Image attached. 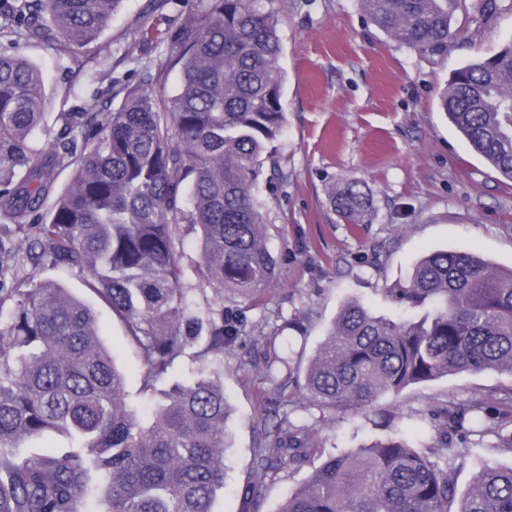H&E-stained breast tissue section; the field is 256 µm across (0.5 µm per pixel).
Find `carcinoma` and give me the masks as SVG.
<instances>
[{
  "label": "carcinoma",
  "instance_id": "1",
  "mask_svg": "<svg viewBox=\"0 0 512 512\" xmlns=\"http://www.w3.org/2000/svg\"><path fill=\"white\" fill-rule=\"evenodd\" d=\"M258 0H200L167 37L155 75L123 88L112 109L96 104L43 127L40 69L19 42L60 45L91 55L123 0H0V214L17 221L18 246L0 251V512H84L92 476L104 481L107 512H212L224 488L228 404L224 382L204 372L239 337L224 315V290L251 296L275 278L263 241L258 198L265 168L282 172L275 143L286 117L278 67L277 20ZM457 0H359L383 32L414 52L443 54ZM172 70L171 96L145 85ZM449 121L500 175L512 179V42L458 69L441 95ZM72 171L57 189L60 172ZM350 224L374 199L348 180L330 196ZM197 233V308L181 286L180 226ZM31 266L63 268L127 328L142 354L141 390L158 397L144 426L126 379L98 339L91 308ZM411 317L345 304L305 372L307 397L336 413L367 411L384 393L400 395L456 373H512V269L475 251L439 250L386 289ZM265 376L278 389L298 381L302 352L263 337ZM181 361L192 379L159 383ZM445 435L480 425L512 450V414L494 426L484 402L437 413ZM307 424L272 414L255 469L267 472L307 454ZM75 434L66 451L17 452L19 443ZM448 453L431 456L395 434L329 457L294 489L280 512H512V466L486 463L456 497Z\"/></svg>",
  "mask_w": 512,
  "mask_h": 512
}]
</instances>
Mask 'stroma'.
<instances>
[{
	"label": "stroma",
	"mask_w": 512,
	"mask_h": 512,
	"mask_svg": "<svg viewBox=\"0 0 512 512\" xmlns=\"http://www.w3.org/2000/svg\"><path fill=\"white\" fill-rule=\"evenodd\" d=\"M198 3L124 0L100 39L101 52L87 64L53 46H23L42 71L47 98L44 127L32 135L31 146L41 147L45 131H58L61 114L73 105L110 102L123 85L156 72L166 57L168 32ZM473 3L460 0L458 34L444 55L431 58L379 30L358 0H263L277 15L281 39L286 126L277 152L288 179L268 174L260 185L276 279L250 298L225 292V311L245 326L236 344L207 364L223 372L230 407L226 486L216 493L212 512H279L289 491L328 456L388 434L373 415L328 413L307 399L302 385L279 390L266 382L263 337H292L295 348L313 358L346 302H362L377 314L391 312L386 288L405 280L429 251L472 249L495 267L512 268V180L471 149L440 107V92L455 69L512 40V0H498V10L482 19ZM348 180L359 181L374 197L367 222L347 223L330 207V191ZM40 276L90 299L77 274L47 268ZM90 301L101 339L126 373V390L138 398L144 358L107 306ZM505 387H512V374L460 373L396 398L382 396L379 404L401 414L400 436L435 450L444 442L434 420L440 405L463 408ZM276 407L313 426L318 451L267 472L265 494L253 502L245 488L257 476L254 450ZM494 442L477 434L456 441L463 456L454 476L458 492H465L483 464H512V450Z\"/></svg>",
	"instance_id": "35a3bbf8"
}]
</instances>
